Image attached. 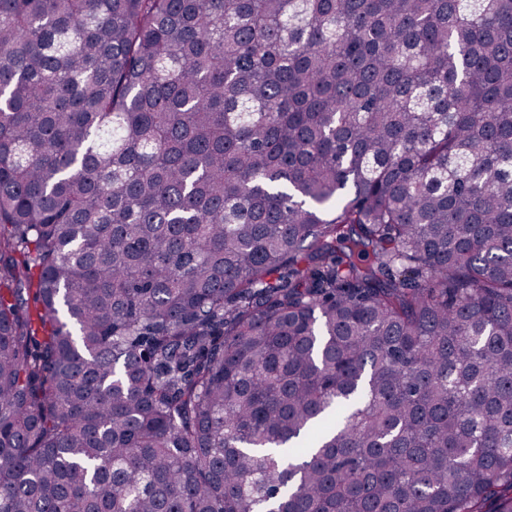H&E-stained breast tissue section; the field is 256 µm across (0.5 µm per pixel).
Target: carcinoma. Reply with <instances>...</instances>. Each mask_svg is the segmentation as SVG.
<instances>
[{"instance_id":"obj_1","label":"carcinoma","mask_w":512,"mask_h":512,"mask_svg":"<svg viewBox=\"0 0 512 512\" xmlns=\"http://www.w3.org/2000/svg\"><path fill=\"white\" fill-rule=\"evenodd\" d=\"M0 512H512V0H0Z\"/></svg>"}]
</instances>
